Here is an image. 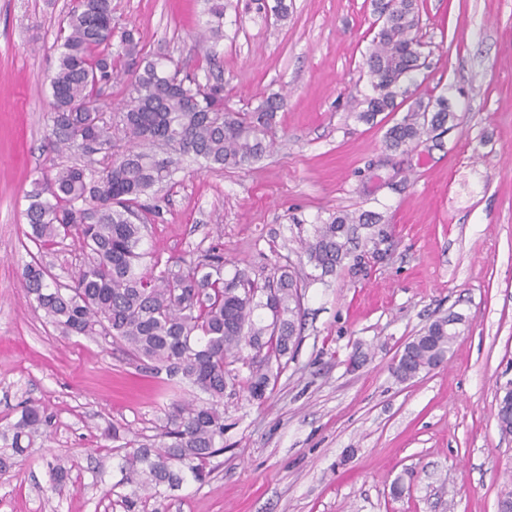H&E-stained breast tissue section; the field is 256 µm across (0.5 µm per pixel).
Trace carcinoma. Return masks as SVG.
I'll use <instances>...</instances> for the list:
<instances>
[{
	"instance_id": "obj_1",
	"label": "carcinoma",
	"mask_w": 512,
	"mask_h": 512,
	"mask_svg": "<svg viewBox=\"0 0 512 512\" xmlns=\"http://www.w3.org/2000/svg\"><path fill=\"white\" fill-rule=\"evenodd\" d=\"M209 39H224L226 0H204ZM378 29L365 55L372 94L356 118L368 123L381 112L406 114L386 132V147L404 153L453 119L444 96L409 94L425 66L418 39V0H372ZM119 36L123 68L115 65L112 38ZM136 28L117 29L112 0H70L53 44L50 77L57 150L78 149L101 159L57 165L25 195L24 216L37 250L63 243L82 256L63 281L31 256L23 270L30 305L67 336H86L122 347L141 370L166 373L167 387L186 383L207 395L201 402L174 400L156 435L127 438L109 426L103 436L130 448L126 479L145 496L126 499L136 512L142 499L173 487L188 472L195 480L224 452V392L241 388L262 402L272 392L282 359L296 349L304 328V280L295 267H272L263 283L243 271L224 278V256L207 253L160 265L143 249L148 209L144 200L167 185L190 157L200 168H243L268 153L275 113L284 99L272 95L248 112L224 110V85L211 70L181 74L167 56L148 57ZM128 74L127 97L116 112L100 110L104 88ZM380 214L338 212L300 240V257L326 276L360 247L359 231L380 224ZM264 310L269 319L258 318ZM449 320H433L406 344L392 375L406 383L442 364L457 341ZM255 351V357L244 354ZM240 362L248 376L230 369ZM47 418L28 401L0 440L22 456L44 434Z\"/></svg>"
}]
</instances>
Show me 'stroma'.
<instances>
[{"instance_id":"1","label":"stroma","mask_w":512,"mask_h":512,"mask_svg":"<svg viewBox=\"0 0 512 512\" xmlns=\"http://www.w3.org/2000/svg\"><path fill=\"white\" fill-rule=\"evenodd\" d=\"M287 20L231 0L224 39L202 43V0H112L146 54L212 67L227 109L281 94L273 153L245 169L184 158L150 202L144 247L163 261L216 250L224 275L298 263L299 238L337 212L370 210L385 239L305 289V329L268 399L224 397V451L205 482L164 489L163 512H497L512 436L496 420L512 379V0H422V96L455 113L437 144L385 147L400 113L356 120L370 92V0H292ZM69 0H0V430L39 401L47 437L0 468V512H124L131 487L115 425L158 432L171 402L102 339L64 336L27 305L22 213L38 171L83 163L51 135L52 45ZM448 360L401 384L390 366L438 317ZM359 366H351V354ZM69 472L54 485L51 468ZM401 495H393V485Z\"/></svg>"}]
</instances>
